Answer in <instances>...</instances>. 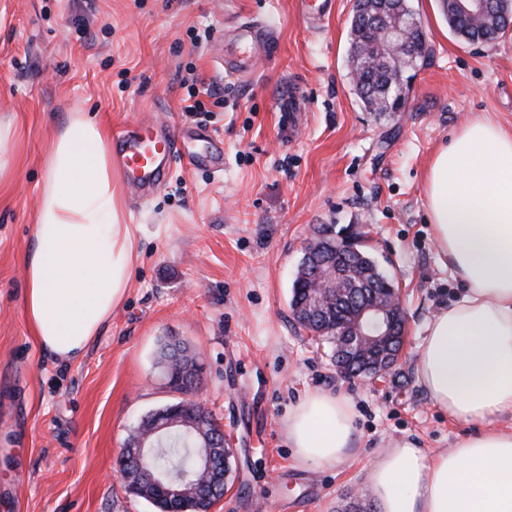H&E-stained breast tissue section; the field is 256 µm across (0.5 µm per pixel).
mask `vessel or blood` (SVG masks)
<instances>
[{"instance_id": "1", "label": "vessel or blood", "mask_w": 512, "mask_h": 512, "mask_svg": "<svg viewBox=\"0 0 512 512\" xmlns=\"http://www.w3.org/2000/svg\"><path fill=\"white\" fill-rule=\"evenodd\" d=\"M272 31L260 21H251L239 27L236 50L224 55V71L228 74L253 72L251 48L259 43H268ZM117 158L125 171L130 187L139 194L158 186L164 175V161L167 157L182 154L187 165L208 166L221 169L222 152L218 147L202 151H185L181 138L158 132L153 126L142 125L120 132L116 137Z\"/></svg>"}]
</instances>
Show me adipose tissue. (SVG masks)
<instances>
[{
  "instance_id": "obj_1",
  "label": "adipose tissue",
  "mask_w": 512,
  "mask_h": 512,
  "mask_svg": "<svg viewBox=\"0 0 512 512\" xmlns=\"http://www.w3.org/2000/svg\"><path fill=\"white\" fill-rule=\"evenodd\" d=\"M24 308L39 346L80 359L124 299L135 260L107 127L66 113L43 159ZM426 206L439 254L463 295L438 312L419 346L417 377L433 406L474 426L428 455L412 441L380 453L368 474L379 512H512V131L463 124L435 153ZM305 463L336 468L354 447L347 398L310 391L288 415Z\"/></svg>"
}]
</instances>
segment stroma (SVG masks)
Returning <instances> with one entry per match:
<instances>
[{
  "mask_svg": "<svg viewBox=\"0 0 512 512\" xmlns=\"http://www.w3.org/2000/svg\"><path fill=\"white\" fill-rule=\"evenodd\" d=\"M429 40L403 111H364L346 66L352 0L309 25L298 0H0V118L17 124L14 180L0 183V512H157L129 495L119 460L147 415L180 400L159 358L170 338L202 365L195 399L234 450L210 512H354L377 455L426 453L471 433L433 408L416 373L426 326L463 286L441 261L424 183L437 149L466 121L512 129V29L467 43L439 0H412ZM252 17L276 50L254 75L220 57ZM205 109L184 111L190 89ZM302 90L303 109L282 103ZM82 110L112 132L145 123L212 131L213 173L175 161L145 195L125 190L138 254L121 305L86 354L63 364L26 320L21 257L56 125ZM324 224L354 231L401 291L407 335L378 380L349 379L289 307L303 248ZM354 405V456L299 462L288 412L308 392Z\"/></svg>",
  "mask_w": 512,
  "mask_h": 512,
  "instance_id": "35a3bbf8",
  "label": "stroma"
}]
</instances>
